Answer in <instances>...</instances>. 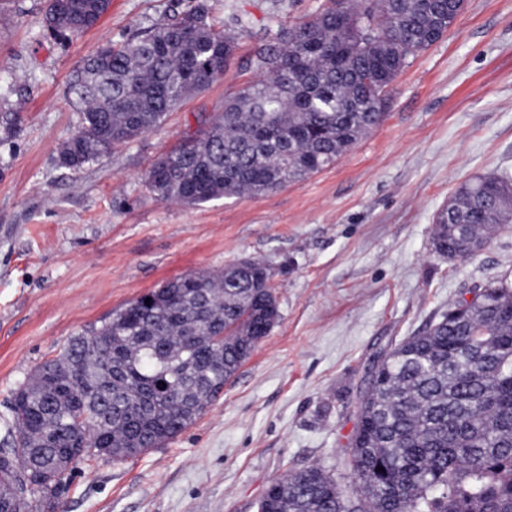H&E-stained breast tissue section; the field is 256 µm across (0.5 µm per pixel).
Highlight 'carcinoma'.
Listing matches in <instances>:
<instances>
[{
	"label": "carcinoma",
	"instance_id": "obj_1",
	"mask_svg": "<svg viewBox=\"0 0 512 512\" xmlns=\"http://www.w3.org/2000/svg\"><path fill=\"white\" fill-rule=\"evenodd\" d=\"M110 0H47L49 31L77 37ZM423 0H331L280 24L247 61L256 83L144 175L161 202L200 206L262 195L331 164L384 117L386 91L448 31ZM312 44L330 49L309 53ZM236 37L205 5L86 57L68 85L82 112L60 150L80 169L158 128L231 67ZM512 224V177L462 183L438 213L437 253L465 257ZM263 260L168 281L70 337L15 392L12 447L0 448V512H56L85 458L124 459L192 425L279 318ZM150 304H145V300ZM344 449L355 490L319 466L287 471L261 512H512V283L459 299L385 355Z\"/></svg>",
	"mask_w": 512,
	"mask_h": 512
}]
</instances>
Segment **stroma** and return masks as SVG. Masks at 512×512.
I'll return each mask as SVG.
<instances>
[{
  "label": "stroma",
  "instance_id": "35a3bbf8",
  "mask_svg": "<svg viewBox=\"0 0 512 512\" xmlns=\"http://www.w3.org/2000/svg\"><path fill=\"white\" fill-rule=\"evenodd\" d=\"M205 4L241 18L235 63L163 124L80 169L60 161L81 114L66 88L98 46ZM327 0H111L81 36H52L45 0H0V443L10 401L68 338L181 276L242 259L274 270L279 320L217 401L163 446L92 457L65 512H257L271 481L318 465L342 485L340 452L379 356L449 303L512 278V228L469 257L432 245L463 181L512 175V0H465L456 24L388 89L385 118L335 163L261 195L202 206L156 200L143 176L255 81L244 61L265 30Z\"/></svg>",
  "mask_w": 512,
  "mask_h": 512
}]
</instances>
